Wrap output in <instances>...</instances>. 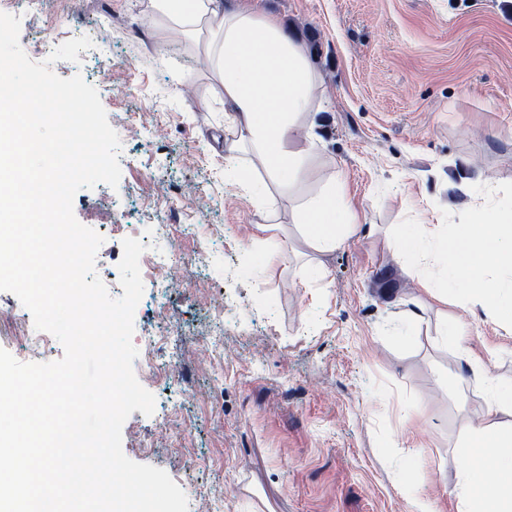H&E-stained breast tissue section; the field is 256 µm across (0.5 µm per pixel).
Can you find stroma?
<instances>
[{
  "label": "stroma",
  "instance_id": "1",
  "mask_svg": "<svg viewBox=\"0 0 512 512\" xmlns=\"http://www.w3.org/2000/svg\"><path fill=\"white\" fill-rule=\"evenodd\" d=\"M280 18L301 41L323 90L322 152L299 193L326 170L341 181L355 229L311 279L287 203L273 244L249 238L258 214L217 140L232 136L206 97L208 65L191 43L166 46L145 0H43L20 14L33 61L47 25L57 43L93 34L78 61L53 72L98 92L121 147L118 186L79 190L76 219L103 236L101 280L118 277L122 239L155 245L156 224L182 225L170 245L183 265L155 319L144 279L134 329L178 332L174 384L145 381L155 410L122 428L132 461L164 470L188 512H457L460 442L487 407L481 360L512 386V327L488 310L449 303L462 334H440L438 305L395 253L391 228L413 217L435 231L443 212L483 204L475 185L512 182V0H238ZM211 224L206 236L191 225ZM270 269L250 275L265 253ZM21 303L0 291V347L42 356L16 338ZM223 322L220 353L200 347Z\"/></svg>",
  "mask_w": 512,
  "mask_h": 512
}]
</instances>
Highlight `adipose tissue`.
<instances>
[{
	"label": "adipose tissue",
	"instance_id": "1",
	"mask_svg": "<svg viewBox=\"0 0 512 512\" xmlns=\"http://www.w3.org/2000/svg\"><path fill=\"white\" fill-rule=\"evenodd\" d=\"M149 21L163 22L172 37L195 39L216 83L224 119L236 134L224 141V156L237 160L238 181L251 190L259 220L251 241L268 243L282 232L277 197L301 184L318 149L308 117L319 84L304 47L286 37L279 20L226 4L225 0H148ZM291 218L300 242L318 257L341 244L353 216L335 176L296 199ZM490 393L485 417L461 443L457 512H512V388H500L482 361L468 360ZM482 449L481 462L470 459Z\"/></svg>",
	"mask_w": 512,
	"mask_h": 512
}]
</instances>
